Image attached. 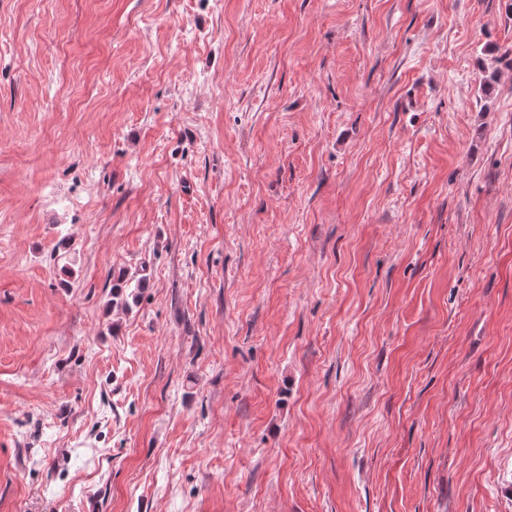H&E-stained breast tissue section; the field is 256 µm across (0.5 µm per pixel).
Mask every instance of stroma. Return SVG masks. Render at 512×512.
Returning <instances> with one entry per match:
<instances>
[{"instance_id": "35a3bbf8", "label": "stroma", "mask_w": 512, "mask_h": 512, "mask_svg": "<svg viewBox=\"0 0 512 512\" xmlns=\"http://www.w3.org/2000/svg\"><path fill=\"white\" fill-rule=\"evenodd\" d=\"M0 512H512V0H0ZM124 276L112 286V305L114 307L129 308L137 303L146 288H149L146 278H138L134 284H127Z\"/></svg>"}]
</instances>
